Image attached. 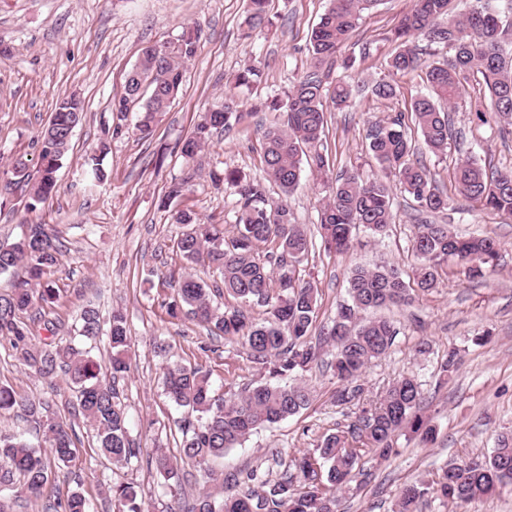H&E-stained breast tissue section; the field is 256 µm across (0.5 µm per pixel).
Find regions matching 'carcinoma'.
Instances as JSON below:
<instances>
[{"label":"carcinoma","instance_id":"carcinoma-1","mask_svg":"<svg viewBox=\"0 0 512 512\" xmlns=\"http://www.w3.org/2000/svg\"><path fill=\"white\" fill-rule=\"evenodd\" d=\"M268 0H248V39L257 29L271 24ZM382 0H329V7L312 29L310 68L289 87L286 99L271 96L257 101L254 112L280 117L263 131L265 180L251 178L239 170L215 174V184L234 189L232 212L234 231L226 238L219 224H203L196 212L184 209L175 222L189 230L177 241L187 263L204 262L215 267L220 280L211 284L192 274L178 283L169 316L184 315L206 324L225 337L237 340L250 361L266 373L268 380L250 387L242 396L223 398L213 390L210 374L200 367L167 363L164 387L170 400L196 414V422L182 427L181 457L204 464L222 458L243 445L256 430L271 427L310 404V390L287 379L307 372L317 360V346L335 350L327 367L341 383L336 389V406L348 408L359 401L361 377L366 368L392 346L398 330L384 317L366 318L364 313L411 303V287L394 266L356 269L349 281V300L340 304L332 324L318 344L312 342L318 293L312 283L297 273L314 244L297 224L288 203L272 206L266 199L265 182L289 195L301 184L303 165L316 172L325 189L319 212L321 246L328 252L343 253L353 245V229L363 226L373 235L383 234L393 223V193L389 182L364 180L356 172L328 177L325 154V80L337 67L349 70L355 59L339 58L341 47L357 30L365 12ZM505 28L491 0H473L465 13L456 11L455 0H412L411 9L391 30L389 40L397 45L386 61L394 74L419 70L424 74L425 92L411 98L410 113L427 149L448 152V145L464 139L452 128L449 112L456 108L471 76H482L488 91L487 110L498 123L503 137L512 135V47L506 48ZM197 29L184 30L173 45L162 44L142 50L138 65L128 74L124 92L113 99L112 111L140 112L139 131L150 135L160 114L168 111L182 85L181 61L196 54ZM451 47L446 62L422 61L417 42ZM261 71L247 66L229 84L249 87L260 81ZM398 86L380 77L370 84L336 82L334 104L344 110L367 93L380 99L397 95ZM85 104L77 96H63L48 123L38 135L39 167L30 171L21 157L12 163L13 178L5 189L25 192L27 208L33 210L55 190L56 172L71 149L74 126L82 120ZM233 98L200 115L193 130L178 143L181 157L197 165L213 132L231 130L240 120ZM369 150L402 192L414 202L413 249L419 259L413 281L421 291L436 287L439 269L452 261L463 268L470 280L489 275L499 257L500 244L490 237H462L449 225L430 220L434 214L452 211V199L440 189L428 169L413 158L414 150L404 118L398 115L369 128ZM108 143L99 142L85 163L98 180L104 178L103 157ZM458 192L512 219V168H488L468 156L454 171ZM62 244L43 224H29L15 241L0 244V274L18 266L26 278L11 293L0 296V332L13 336L14 346L36 372L45 377L62 373L76 393L77 414L96 433L97 449L114 465H124L137 455L129 437L127 418L116 402L113 385L99 380L100 364L92 355L98 344H107L112 379L127 371L130 344L125 315L112 312L102 324L98 311L85 308L80 315L76 342L32 350L27 342L28 326L20 313L54 299V290L43 287L47 273L59 261ZM223 293L244 305L267 310L263 322L251 320L242 309L220 310L210 303V294ZM423 403L418 382L412 377L397 379L379 402L363 407L344 430L326 435L318 455H303L286 465L276 480H260L255 471L222 478L212 491H205L187 512H341L340 494L363 453L375 451L382 458L395 452L393 438L406 430L427 444L435 429L419 414ZM46 407L0 386V412L12 411L32 418L41 432V442L32 445L18 434L0 433V493L21 486L29 497L42 498L49 483L50 462L69 464L75 457L73 429L44 417ZM154 467L172 496L178 495L181 479L176 463L161 452ZM512 485V433L498 435L495 447L460 463L450 464L432 482L406 485L400 495L399 512H418L424 498L436 495L446 501L465 504L490 496ZM106 499L112 512H144L138 492L130 483L107 487ZM46 512H95L80 488L64 500L50 502Z\"/></svg>","mask_w":512,"mask_h":512}]
</instances>
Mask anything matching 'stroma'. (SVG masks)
<instances>
[{
    "label": "stroma",
    "mask_w": 512,
    "mask_h": 512,
    "mask_svg": "<svg viewBox=\"0 0 512 512\" xmlns=\"http://www.w3.org/2000/svg\"><path fill=\"white\" fill-rule=\"evenodd\" d=\"M327 5L328 0H270L271 26L246 40L241 36L246 0H0V183L10 179L13 159H37V135L62 96L77 95L86 108L53 194L32 211L18 193L0 201V242L17 238L26 225L44 224L62 244L59 263L49 275L58 300L23 316L31 342L41 347L67 336L90 302L105 317L123 312L131 336L130 368L116 390L138 453L116 467L98 455L93 430L73 416V393L64 377L42 378L18 360L10 337L0 335V384L46 403L49 416L71 425L76 435V456L68 465L53 467L48 496L62 498L78 487L99 506L108 484L130 482L147 512H169L176 501L152 461L160 451L179 457L187 411L163 391L166 363L207 370L219 395L241 393L262 379L240 344L190 318L167 315L172 282L189 271L207 281L217 277L215 270L183 260L176 248L183 227L174 215L189 208L204 223L232 225L233 191L216 188L210 175L237 169L262 177V129L271 116L251 113V103L259 96L283 94L308 69L310 34ZM411 6V0H383L378 9L364 13L340 51L356 63L352 70L334 71L327 88L345 76L366 81L383 76L395 51L387 34ZM186 26L198 28L200 42L196 55L183 64V90L154 131L142 136L138 112H113L112 99L123 93L144 47L173 41ZM366 42L375 54L363 61L360 48ZM250 64L263 70L262 83L230 89L229 78ZM395 81L393 99L369 98L340 111L328 106L325 144L332 173L381 176L368 146L369 127L406 111L411 95L423 88L416 72ZM228 93L248 117L215 135L200 166L190 169L175 144L191 132L200 112L221 104ZM486 94L481 78L472 77L452 114L466 137L448 154L430 153L415 126L407 132L416 156L455 204L454 211L435 215V222L461 235L497 238L503 246L500 264L479 284L449 265L437 288L417 292L411 305L387 311L399 333L363 375V398L377 399L399 377L417 379L424 394L422 413L438 436L434 444L424 445L401 432L394 438L397 455L383 459L365 453L342 493L343 512H395L405 484L432 479L449 463L489 453L497 436L512 430V220L465 201L452 179L463 153L500 169L512 167V140L503 141L492 113L484 112ZM102 139L110 144L103 161L106 177L95 182L85 173L84 159ZM161 152L166 159L159 166L155 160ZM184 178L189 181L185 195L160 209L170 184ZM313 183L311 174H303L300 188L288 197L271 184L267 198L273 205L288 202L297 222L315 239L322 196ZM394 197L395 218L385 235L372 237L360 226L348 252L329 253L317 246L302 261V275L318 290L315 330L330 326L338 304L347 300L355 268L391 265L412 279L417 259L411 208L404 193ZM159 337L170 346L167 354L154 348ZM424 340L430 349L422 354L417 346ZM451 348L459 353L458 369L444 379L440 363ZM333 354L332 348L320 349L318 365L301 378L312 395L308 409L255 432L208 466L181 460L179 502L193 503L208 485L209 470L219 475L254 469L279 478L284 461L314 452L324 435L346 429L354 416L334 405L337 382L324 368ZM276 450L281 453L277 460L272 457ZM420 512H512V486L460 507L430 496Z\"/></svg>",
    "instance_id": "obj_1"
}]
</instances>
